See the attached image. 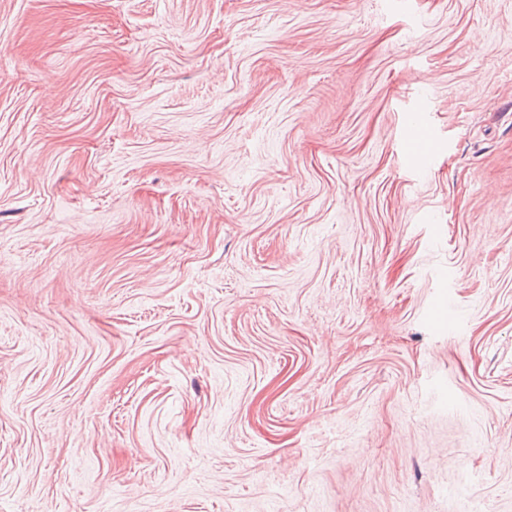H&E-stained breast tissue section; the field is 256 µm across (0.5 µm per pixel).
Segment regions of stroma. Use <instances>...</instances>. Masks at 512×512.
<instances>
[{"label": "stroma", "mask_w": 512, "mask_h": 512, "mask_svg": "<svg viewBox=\"0 0 512 512\" xmlns=\"http://www.w3.org/2000/svg\"><path fill=\"white\" fill-rule=\"evenodd\" d=\"M464 501L512 512V0H0V512Z\"/></svg>", "instance_id": "obj_1"}]
</instances>
